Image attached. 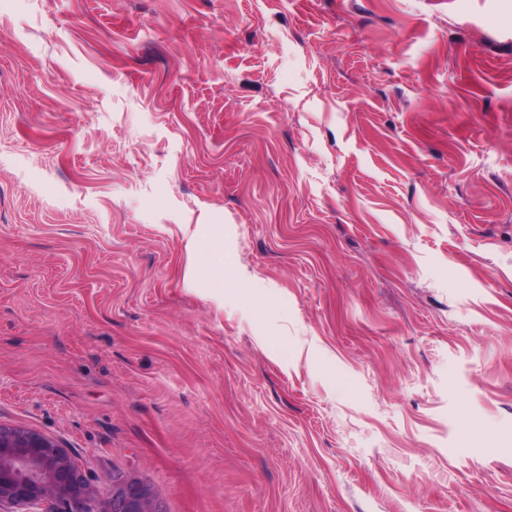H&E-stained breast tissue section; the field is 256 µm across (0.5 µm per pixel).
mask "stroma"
<instances>
[{
  "mask_svg": "<svg viewBox=\"0 0 512 512\" xmlns=\"http://www.w3.org/2000/svg\"><path fill=\"white\" fill-rule=\"evenodd\" d=\"M0 424L162 512H512V0H0ZM202 243L209 249L206 265L211 272L224 270V231L220 224H197L194 233L188 239L185 248L188 264L184 272L185 284H193L200 277V267L196 257L200 254Z\"/></svg>",
  "mask_w": 512,
  "mask_h": 512,
  "instance_id": "1",
  "label": "stroma"
}]
</instances>
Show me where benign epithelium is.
<instances>
[{
  "label": "benign epithelium",
  "mask_w": 512,
  "mask_h": 512,
  "mask_svg": "<svg viewBox=\"0 0 512 512\" xmlns=\"http://www.w3.org/2000/svg\"><path fill=\"white\" fill-rule=\"evenodd\" d=\"M0 512H161L129 481L102 500L69 451L42 433L0 425Z\"/></svg>",
  "instance_id": "1"
}]
</instances>
